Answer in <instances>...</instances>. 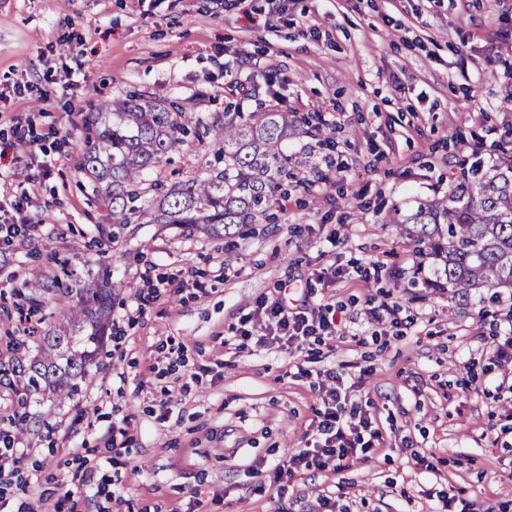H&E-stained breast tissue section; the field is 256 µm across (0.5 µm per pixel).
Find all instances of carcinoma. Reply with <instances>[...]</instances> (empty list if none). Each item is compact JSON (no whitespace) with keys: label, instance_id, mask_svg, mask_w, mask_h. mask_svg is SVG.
I'll return each instance as SVG.
<instances>
[{"label":"carcinoma","instance_id":"carcinoma-1","mask_svg":"<svg viewBox=\"0 0 512 512\" xmlns=\"http://www.w3.org/2000/svg\"><path fill=\"white\" fill-rule=\"evenodd\" d=\"M191 118L135 94L84 118L82 169L96 196L112 211L110 237L130 224H177L207 234L271 219L274 203L288 197L291 156L287 142L302 135L301 121L274 107L244 115L224 113L215 134L224 144V169L163 189L156 178L188 134ZM498 163L460 164L458 180L441 198L420 202L392 223L408 224L406 238L420 256L444 259L442 288H512V148ZM26 285L28 315L42 330L10 334L9 356L0 359V386L12 394L14 434L50 430L37 406L78 400L95 376L112 326V285L106 279L62 267ZM63 312V321L47 318Z\"/></svg>","mask_w":512,"mask_h":512}]
</instances>
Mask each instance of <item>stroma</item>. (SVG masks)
Wrapping results in <instances>:
<instances>
[{
    "mask_svg": "<svg viewBox=\"0 0 512 512\" xmlns=\"http://www.w3.org/2000/svg\"><path fill=\"white\" fill-rule=\"evenodd\" d=\"M69 67L74 96L55 82ZM509 90L512 0H0V199L31 226L0 252V298L64 258L110 266L113 297L101 370L79 403L41 405L56 430L18 439L0 512H51L81 465L87 512H316L323 495L336 512H433L444 495L512 512V363L493 358L512 290L424 287L439 260L389 221L442 197L461 162H499ZM134 93L209 125L230 101L314 120L288 140L302 182L276 221L102 238L82 120ZM221 148L185 144L168 180L223 167ZM288 294L335 309L339 335L241 337L258 301ZM327 369L387 446L281 481L277 464L315 442Z\"/></svg>",
    "mask_w": 512,
    "mask_h": 512,
    "instance_id": "1",
    "label": "stroma"
}]
</instances>
